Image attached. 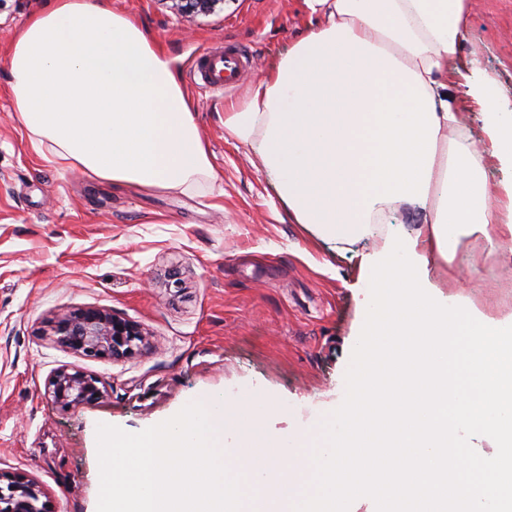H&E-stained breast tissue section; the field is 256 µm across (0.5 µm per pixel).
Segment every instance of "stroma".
<instances>
[{
  "mask_svg": "<svg viewBox=\"0 0 512 512\" xmlns=\"http://www.w3.org/2000/svg\"><path fill=\"white\" fill-rule=\"evenodd\" d=\"M179 59L223 197L119 186L60 169L14 119L5 58L53 0H0V473L42 486L52 512H99L104 437L132 435L197 398L248 391L277 401L273 429L306 424L346 395L361 308L353 286L367 235L339 252L292 223L256 152L224 127L317 19L303 0H224L184 19L159 0H105ZM247 50L250 68L224 94L198 89L191 62L212 47ZM478 57L512 91V0H473L461 59ZM457 292L485 314L512 312V262L463 238ZM101 309L143 328L147 347L119 360L61 345L56 320ZM96 375L97 403L65 408L46 392L60 368Z\"/></svg>",
  "mask_w": 512,
  "mask_h": 512,
  "instance_id": "1",
  "label": "stroma"
}]
</instances>
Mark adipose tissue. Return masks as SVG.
<instances>
[{
    "label": "adipose tissue",
    "mask_w": 512,
    "mask_h": 512,
    "mask_svg": "<svg viewBox=\"0 0 512 512\" xmlns=\"http://www.w3.org/2000/svg\"><path fill=\"white\" fill-rule=\"evenodd\" d=\"M321 22L224 107V126L255 144L295 223L348 244L365 312L345 402L288 434L276 402L245 393L195 400L182 415L108 437L101 512H345V494L384 473L403 512H498L500 482L475 478L457 433L512 446V313L490 317L430 280L462 238L490 253L512 243V97L479 59L463 63L472 0H305ZM14 111L45 160L89 179L214 193L177 60L102 0H55L6 58ZM478 113L477 148L462 115ZM405 206L412 231L384 223ZM177 453L178 469L162 465ZM459 458L448 483L426 481Z\"/></svg>",
    "instance_id": "obj_1"
}]
</instances>
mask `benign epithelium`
<instances>
[{"instance_id": "1", "label": "benign epithelium", "mask_w": 512, "mask_h": 512, "mask_svg": "<svg viewBox=\"0 0 512 512\" xmlns=\"http://www.w3.org/2000/svg\"><path fill=\"white\" fill-rule=\"evenodd\" d=\"M171 2L175 15L184 18L210 15L224 0H161ZM58 341L88 357L121 359L148 345L146 334L136 324L100 309H86L58 318L54 325ZM101 380L68 368L58 369L48 381V394L65 407L89 405L103 397ZM39 483L16 474L0 486V512H52Z\"/></svg>"}]
</instances>
